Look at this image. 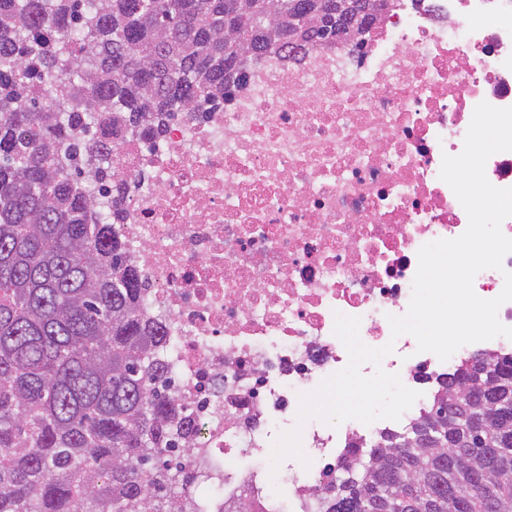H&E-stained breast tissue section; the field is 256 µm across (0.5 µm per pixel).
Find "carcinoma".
Instances as JSON below:
<instances>
[{"instance_id": "obj_1", "label": "carcinoma", "mask_w": 512, "mask_h": 512, "mask_svg": "<svg viewBox=\"0 0 512 512\" xmlns=\"http://www.w3.org/2000/svg\"><path fill=\"white\" fill-rule=\"evenodd\" d=\"M333 2L0 0V512H170L192 480L165 459L194 426L118 239L129 184L112 150L232 101L244 50L294 66L352 36ZM43 73L87 115L43 106ZM83 118L100 134L75 137ZM83 175L105 224L85 222ZM436 383L407 431L336 462L324 512H512V354L476 353Z\"/></svg>"}]
</instances>
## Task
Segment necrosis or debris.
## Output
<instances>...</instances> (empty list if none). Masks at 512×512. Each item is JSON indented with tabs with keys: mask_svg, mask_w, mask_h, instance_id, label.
I'll list each match as a JSON object with an SVG mask.
<instances>
[{
	"mask_svg": "<svg viewBox=\"0 0 512 512\" xmlns=\"http://www.w3.org/2000/svg\"><path fill=\"white\" fill-rule=\"evenodd\" d=\"M484 101L512 107V0H394L361 53L333 43L297 69L269 59L224 110L180 113L151 146L113 150L131 186L119 236L148 310L168 320L172 380L195 421L190 451L174 452L194 475L178 512H314L348 448L365 453L429 405L427 387L396 422L309 421L310 468L288 459L270 475L299 393L348 362L336 313L360 318L368 346L394 343L385 369L411 389L470 356L418 351L388 318L408 309L419 249L468 226L439 173Z\"/></svg>",
	"mask_w": 512,
	"mask_h": 512,
	"instance_id": "4bbe7bcc",
	"label": "necrosis or debris"
}]
</instances>
